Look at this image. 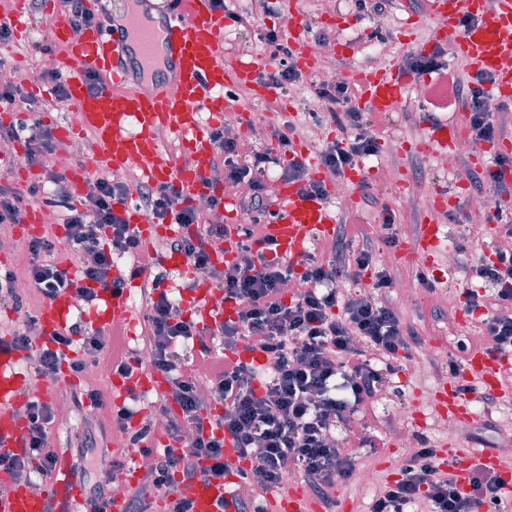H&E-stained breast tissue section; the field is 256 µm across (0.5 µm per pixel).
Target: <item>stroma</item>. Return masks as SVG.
Masks as SVG:
<instances>
[{
  "label": "stroma",
  "mask_w": 512,
  "mask_h": 512,
  "mask_svg": "<svg viewBox=\"0 0 512 512\" xmlns=\"http://www.w3.org/2000/svg\"><path fill=\"white\" fill-rule=\"evenodd\" d=\"M273 12L263 13L258 0H227L228 10L224 15V44L228 56L249 58L267 54L268 49L259 39L260 31L281 28L286 14L302 18L307 28L308 40H315L321 31H329L332 39L342 48L332 61L342 79H349L352 71L390 68L400 65L408 53H431L442 39L428 19L425 10L416 6L415 0H392L383 15L358 13L353 0H340L342 15L340 28L326 29L321 13L320 0H271ZM316 72L304 73L302 81L278 91L277 95L260 98L253 90L244 86L225 89V99L238 104L241 112L252 116L251 142L260 149L273 143L271 134L285 125H292L308 144L312 153H319L341 134L338 126L327 114L324 102L313 92L310 83ZM422 102L417 92H409L396 112L380 118L385 128L384 146L378 155L363 162L364 187L351 190L350 203L336 207L337 218L349 215L371 224L382 221L383 210H390L399 229L400 241L413 236L424 221L422 203L407 206L400 191V184L417 179L430 183H446L449 192H456L457 174L439 168L436 153H425L417 148L422 137ZM373 194L375 203L365 200ZM376 266L386 269L400 283H407V290L399 286L391 293L392 301L402 320L416 331L422 340L439 342L443 352L454 350L457 337L473 332L480 322L478 314H466V291L473 288L484 291L481 280L465 283L456 269L445 262H437L435 268L423 270L419 261L401 255L397 248L383 243L375 245ZM447 296L451 306L441 320H433L431 312L436 306L437 296ZM417 348H410L407 356L401 357L400 369L392 376L387 399L379 400L372 423L382 441L377 453H360L357 468L376 469L375 484L367 485L361 480L337 482L332 495L337 505L346 506L347 512H368L369 503L381 484L397 480L398 474L390 466L392 456L400 453L402 444L388 425L392 410L405 406L411 410L423 409L428 398L426 384L432 373L416 374L414 358ZM65 385L44 384L42 401L53 405H65L66 410L57 414L51 426L50 442L53 447H63L71 433L84 423L99 425L105 437H112L113 429L107 424L108 413L101 410L90 414L65 404Z\"/></svg>",
  "instance_id": "1"
}]
</instances>
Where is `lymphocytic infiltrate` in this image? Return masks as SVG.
I'll return each instance as SVG.
<instances>
[{"mask_svg": "<svg viewBox=\"0 0 512 512\" xmlns=\"http://www.w3.org/2000/svg\"><path fill=\"white\" fill-rule=\"evenodd\" d=\"M442 54L439 48L428 55L414 54L405 64L406 71L439 79L425 109H464L469 115L467 140L474 146L511 134L512 123L488 99L490 76L482 72L462 76L447 68ZM314 92L331 107V119L346 132L326 144L320 163L333 176H344L363 158L379 152L382 137L370 113L356 106V85L318 83ZM35 104L21 86L0 90L1 107L21 108L28 114L19 124L0 130V154L25 141V163L43 169L46 179L60 187L46 204L62 208L70 251L82 259L92 256L93 262L73 269L63 266L56 256L55 238H34L28 245L26 270L31 287L43 299L65 292L88 306L96 302L98 289L122 290V281L112 277V267L117 257L137 252L139 239L119 207L134 192L158 223L182 226L181 235L167 239L166 249L183 255L214 289L235 302L236 312L217 328L198 325L181 316L175 299L161 286L163 274L149 276L144 267H135L133 276L147 278L141 290L146 322L141 340L150 347L151 356L144 361L138 354H125L119 337L75 324L52 340L41 341L36 313L19 290L16 273L0 269V307L24 318L23 329L13 331L10 338L0 337V349L24 353L35 376L48 383L58 382L62 369L78 374L89 363H103L123 374L141 362L165 375L168 389L160 397L159 411L166 419L161 429L168 443L162 451H154L150 440L159 428L150 417L131 437L133 448L151 459L152 468L146 482L126 491L127 512H149L156 492L167 498V512H192L190 503L177 497V486L191 480H223L228 433L236 437L242 458L250 463L242 475L246 492L238 497L239 512H258L257 502L278 495L292 478L308 487L326 512H334L331 489L354 475L358 449L372 443L356 416L378 402L388 376L398 370L399 353L408 350L413 338L388 300L391 275L374 267L370 232L354 220L341 224L336 237L323 243V256L308 254L295 266L255 253L249 240L257 227L248 224L241 229L240 246L246 262L215 268L207 246L223 240L224 224L202 216L176 186L143 185L133 190L100 176L94 181L93 205L73 203L62 189L65 176L47 162L55 137ZM213 138L215 164L225 171V185L245 181L250 186L249 196L240 201L242 210L270 215L276 203L267 184L266 167L271 163L280 167L283 180L298 184L302 192L327 193L325 182L310 178L305 161L289 156L286 135H276L274 147L262 152L247 140H225L219 128ZM495 255V261L464 266L466 278L494 288L489 296L469 290L467 305L485 312L477 345L512 351V250L499 249ZM368 275L373 281L367 291L359 283ZM182 341L199 343L196 358L180 357L176 346ZM240 343L265 352L267 379H258L249 364L226 362L225 350ZM215 400L223 407L216 418L211 415ZM54 418L50 404L29 401L25 447L18 454L0 455V472L51 476L59 458L48 442ZM340 425L346 430L341 441L336 438ZM501 489L498 476L476 468L467 490H460L442 468L436 449L421 436L408 451L401 478L384 486L372 499L369 512H408L412 506L426 507L428 512H512V503L503 498Z\"/></svg>", "mask_w": 512, "mask_h": 512, "instance_id": "lymphocytic-infiltrate-1", "label": "lymphocytic infiltrate"}]
</instances>
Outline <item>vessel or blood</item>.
Wrapping results in <instances>:
<instances>
[{
    "mask_svg": "<svg viewBox=\"0 0 512 512\" xmlns=\"http://www.w3.org/2000/svg\"><path fill=\"white\" fill-rule=\"evenodd\" d=\"M427 14L437 30L452 39L459 58L476 72L492 74V104L512 99V0H426ZM108 21L85 28L80 39L70 37L71 25L63 14H55L53 40L62 53L54 66L66 76L73 104V120L57 126L58 137L90 131L98 144V160L113 172H123L131 160H138L143 177L155 186L175 185L194 194L215 193L207 181L217 151L212 137L224 118L225 87L244 85L260 96L274 95V87L259 73L268 66L266 58L255 56L233 61L223 57L224 13L214 9L212 0H110ZM474 23L466 29L464 18ZM111 73L114 82L131 84V91L116 92L113 86L92 92L85 77L91 73ZM363 109L377 115L393 112L408 95L412 77L396 68L368 70L357 74ZM466 113L444 116L428 113L424 144L436 150L453 148L465 135ZM167 131L183 146L175 156L161 149L156 135ZM277 213L260 225L252 240L255 252L298 262L318 241L336 235V220L327 198L309 196L293 183L276 185ZM121 216L134 227L141 246L161 236L180 233L176 224H158L132 203L120 206ZM239 211L235 199H226L223 242L209 245L213 265L233 263L237 257ZM446 231L441 224H425L418 236L404 248L431 262L444 246ZM114 278L123 280L125 293L102 289L92 318L93 328L112 329L132 321L129 288L136 282L126 265L112 268ZM207 287L190 289L183 301L195 322L214 327L235 314L232 301L213 306ZM71 306L61 294L38 310L42 339L52 338L68 324ZM25 360L21 353L0 351V454L20 453L24 447V420L16 418L13 407L24 388ZM461 378L476 389L512 402V353L484 348L470 351L462 365ZM166 377L145 367H135L128 375L113 374L112 397L122 403L127 397L150 391L163 393ZM439 410L467 423L478 419L473 400L459 393L457 385L443 387L435 395ZM224 459L231 475L224 482L193 481L179 484V494L192 502L193 512H238L234 483L240 482L245 467L238 442L224 437ZM450 467L460 486H467L474 466L494 472L512 493V465L492 451L478 452L453 444L448 450ZM59 479L50 491L34 495L24 487L7 484L0 492V512H79L83 500L82 481L69 458H60ZM260 512H325L321 503L306 498L299 488H291L279 498L262 505Z\"/></svg>",
    "mask_w": 512,
    "mask_h": 512,
    "instance_id": "b4317fda",
    "label": "vessel or blood"
}]
</instances>
